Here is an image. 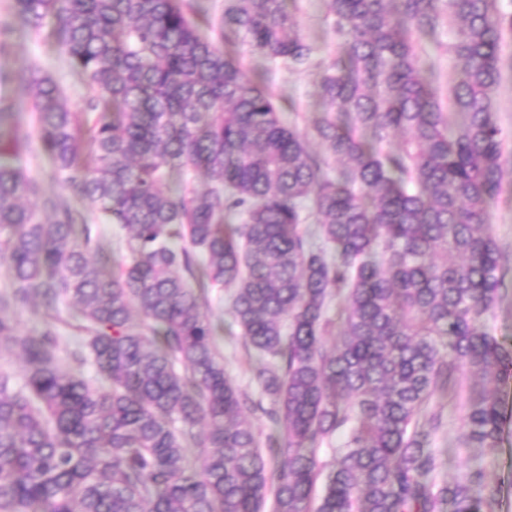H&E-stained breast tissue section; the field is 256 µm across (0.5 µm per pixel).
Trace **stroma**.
Masks as SVG:
<instances>
[{
	"label": "stroma",
	"instance_id": "1",
	"mask_svg": "<svg viewBox=\"0 0 512 512\" xmlns=\"http://www.w3.org/2000/svg\"><path fill=\"white\" fill-rule=\"evenodd\" d=\"M290 9L302 36L317 48L309 68L290 70L276 67L268 77L275 97L283 105V119L300 134L306 135L313 152H322L319 140L311 137V124L322 105L317 74L336 54V36L327 20L326 0H290ZM426 55L434 67L433 86L438 95L447 96L458 80L459 70L448 53V28L440 26L434 42L426 43ZM499 55L503 67L500 84L493 96L494 117L505 134L504 173L499 196L490 210V231L502 250L512 257V31L502 36ZM38 67L60 84L73 110H80L85 88L69 64L67 56L51 37L49 29L32 32L14 26L10 46L0 52V99L9 110L0 112V140L19 139L21 149L1 159L4 164L20 168L40 187L39 196L30 205H39L50 197L63 205L76 200L65 187L52 159L39 146L31 112L32 93L18 76ZM206 314L215 329V342L224 356L226 372L240 385L247 386L255 353L242 337L225 303V291L211 289ZM498 389L508 420L498 448H467L460 442L463 405L468 398L483 391ZM445 426L435 437L431 448L439 461V477L451 481L467 471L479 469L487 484L498 488L495 512H512V386L496 387L494 381H469L441 400Z\"/></svg>",
	"mask_w": 512,
	"mask_h": 512
}]
</instances>
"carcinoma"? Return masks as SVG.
<instances>
[{
  "label": "carcinoma",
  "mask_w": 512,
  "mask_h": 512,
  "mask_svg": "<svg viewBox=\"0 0 512 512\" xmlns=\"http://www.w3.org/2000/svg\"><path fill=\"white\" fill-rule=\"evenodd\" d=\"M327 2L339 43L319 74L318 154L282 119L269 68L250 74L238 56L309 64L286 0H225L223 47L191 0H14L24 27L54 18L85 87L74 112L50 76L21 75L40 148L85 210L125 233L129 261H90L101 241L84 210L23 205L38 184L0 165V267L13 283L0 350L19 352L26 376L18 388L0 373V512H260L269 497L274 512L493 508L497 490L473 494L481 471L437 481L428 445L436 393L487 374L512 383V348L487 328L503 260L488 225L504 141L492 98L512 4ZM444 21L456 120L419 52ZM395 131L401 145L383 151ZM238 212L243 223H226ZM216 286L231 289L258 358L246 388L203 311ZM33 295L52 321L62 304L78 321L70 357L95 381L61 368L54 327L18 335L8 309ZM257 412L272 424L264 449ZM504 424L497 394L473 399L461 441L496 448ZM342 430L325 474L317 449Z\"/></svg>",
  "instance_id": "cac0c4a2"
}]
</instances>
